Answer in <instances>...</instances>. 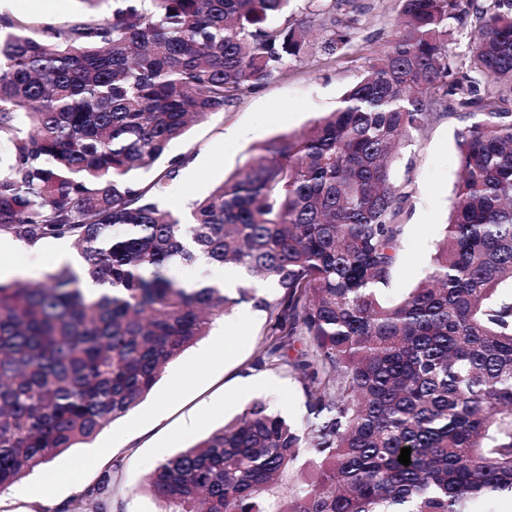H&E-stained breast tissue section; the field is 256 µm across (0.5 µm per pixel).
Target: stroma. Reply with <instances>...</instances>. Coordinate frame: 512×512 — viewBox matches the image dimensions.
<instances>
[{"instance_id": "obj_1", "label": "stroma", "mask_w": 512, "mask_h": 512, "mask_svg": "<svg viewBox=\"0 0 512 512\" xmlns=\"http://www.w3.org/2000/svg\"><path fill=\"white\" fill-rule=\"evenodd\" d=\"M22 0H0V15L25 21L39 30L67 28L108 13V0L89 7L84 0H41L38 9ZM360 9L351 44L334 57L314 51L235 106L195 125L185 140L171 145L168 158L183 159L177 177L160 198L162 207L182 214L190 200L208 194L251 156L255 145L284 133H297L324 112L333 111L347 87L365 72L375 49L391 37L399 19L397 0H355ZM461 120L442 107L428 128L398 162L395 178L407 183L410 199L402 217L399 260L391 293L413 288L430 267L435 246L454 201L460 172L455 132ZM70 242L42 244L21 253L24 279L40 280L45 272L74 255ZM269 324L265 313L249 318L232 312L224 325L186 350L170 364L151 394L127 416L105 427L90 443L69 449L51 462L49 473H36L0 493V512H73L80 491L94 486L103 472L112 480L100 495L101 512H165L167 505L144 477L240 414L255 399L290 420L303 421L307 410L301 384L287 368H255ZM235 350L225 355V341ZM193 431H185L188 422Z\"/></svg>"}]
</instances>
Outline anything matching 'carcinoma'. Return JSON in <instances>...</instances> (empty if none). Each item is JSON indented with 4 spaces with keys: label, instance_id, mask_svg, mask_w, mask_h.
Segmentation results:
<instances>
[{
    "label": "carcinoma",
    "instance_id": "cac0c4a2",
    "mask_svg": "<svg viewBox=\"0 0 512 512\" xmlns=\"http://www.w3.org/2000/svg\"><path fill=\"white\" fill-rule=\"evenodd\" d=\"M293 2L112 0L39 32L0 17V238L80 258L0 280V491L93 441L249 303L270 324L254 366H287L306 418L254 400L160 462L145 484L168 512H471L512 494V0H399L336 109L256 145L184 215L158 202L182 160L133 179L306 56L313 32L328 56L349 43L342 0L302 20ZM469 14L457 66L448 20ZM444 105L463 120L455 203L432 265L387 301L410 197L391 165ZM200 256L276 293L167 274Z\"/></svg>",
    "mask_w": 512,
    "mask_h": 512
}]
</instances>
